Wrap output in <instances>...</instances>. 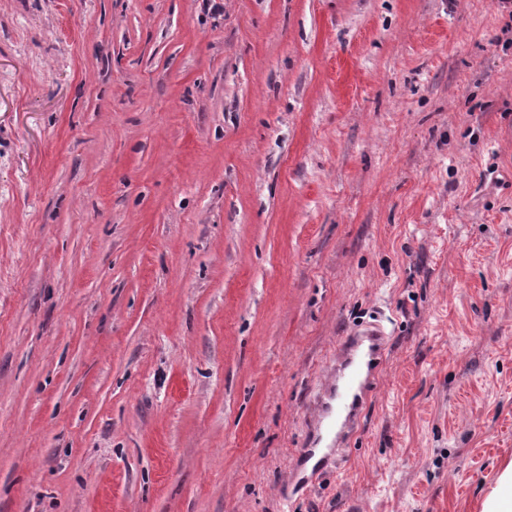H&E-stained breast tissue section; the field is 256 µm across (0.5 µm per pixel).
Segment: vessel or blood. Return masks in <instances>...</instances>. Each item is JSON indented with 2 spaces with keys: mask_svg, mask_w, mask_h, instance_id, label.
I'll list each match as a JSON object with an SVG mask.
<instances>
[{
  "mask_svg": "<svg viewBox=\"0 0 512 512\" xmlns=\"http://www.w3.org/2000/svg\"><path fill=\"white\" fill-rule=\"evenodd\" d=\"M378 321H366L341 336L336 356L309 405L303 446L289 476L292 486L311 490L339 468L351 439L363 429L364 410L391 349Z\"/></svg>",
  "mask_w": 512,
  "mask_h": 512,
  "instance_id": "vessel-or-blood-1",
  "label": "vessel or blood"
}]
</instances>
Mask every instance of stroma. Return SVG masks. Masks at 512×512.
<instances>
[{"label":"stroma","instance_id":"obj_1","mask_svg":"<svg viewBox=\"0 0 512 512\" xmlns=\"http://www.w3.org/2000/svg\"><path fill=\"white\" fill-rule=\"evenodd\" d=\"M510 468L512 0H0V512H487ZM391 345V336L376 320L362 322L336 342V357L310 402L303 448L288 486L309 491L340 467L345 448L363 429L364 410Z\"/></svg>","mask_w":512,"mask_h":512}]
</instances>
